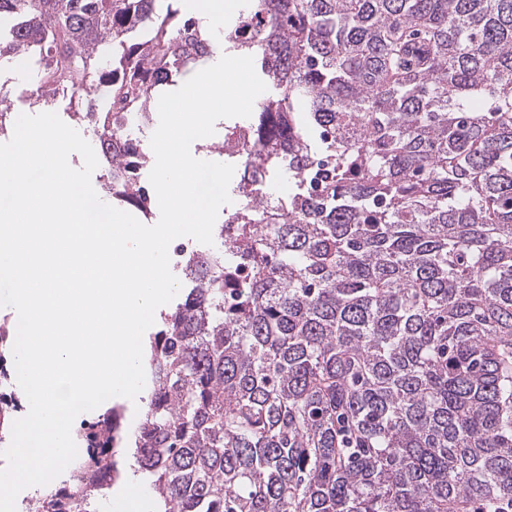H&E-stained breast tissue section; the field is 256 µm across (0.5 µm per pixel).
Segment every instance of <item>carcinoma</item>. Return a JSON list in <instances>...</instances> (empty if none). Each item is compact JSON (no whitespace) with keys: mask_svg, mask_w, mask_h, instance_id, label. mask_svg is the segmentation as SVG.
<instances>
[{"mask_svg":"<svg viewBox=\"0 0 512 512\" xmlns=\"http://www.w3.org/2000/svg\"><path fill=\"white\" fill-rule=\"evenodd\" d=\"M179 2L0 0V63L76 117L91 87L146 111L221 39L271 88L224 133V251L151 340L154 512H512V0H246L220 38ZM144 159L106 161L142 213ZM118 417L35 512H99Z\"/></svg>","mask_w":512,"mask_h":512,"instance_id":"obj_1","label":"carcinoma"}]
</instances>
